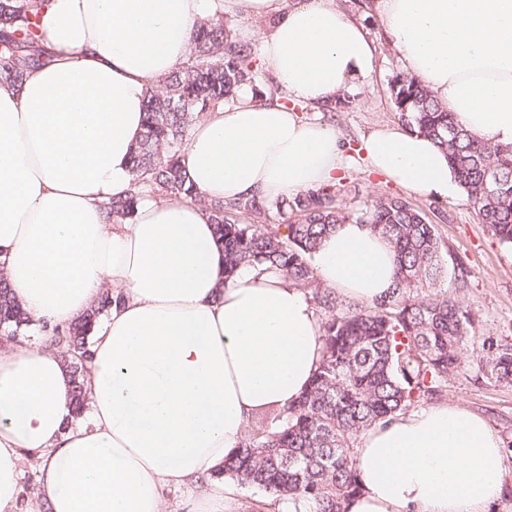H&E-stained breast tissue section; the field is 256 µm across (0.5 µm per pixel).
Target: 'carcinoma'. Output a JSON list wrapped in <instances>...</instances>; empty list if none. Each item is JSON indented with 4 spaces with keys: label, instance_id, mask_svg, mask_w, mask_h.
<instances>
[{
    "label": "carcinoma",
    "instance_id": "carcinoma-1",
    "mask_svg": "<svg viewBox=\"0 0 512 512\" xmlns=\"http://www.w3.org/2000/svg\"><path fill=\"white\" fill-rule=\"evenodd\" d=\"M44 2L0 0V84L19 87L29 73L53 62L39 35ZM244 89L257 102L289 105L286 92L265 77L257 49L233 33L218 8L196 24L188 59L162 82L147 85L130 190L103 204L112 219L132 221L140 202L156 196L202 201L180 157L194 125ZM389 90L402 125L427 135L447 154L482 223L512 248V146L474 139L415 76L394 73ZM204 207L224 249V279L243 266L261 265L312 293L324 310L322 356L309 388L294 404L269 407L245 431L224 458V477L277 501L303 502L307 512H346L361 489L355 468L360 436L440 395L463 366L464 345L472 344L477 373L512 385V342L469 335L473 311L441 289L450 274L465 285L466 267L448 261L437 225L407 200L386 196L345 211L326 186L291 199L255 195ZM273 211L282 223H259ZM350 220L390 241L396 277L388 298L346 311L335 291L317 279L312 258L322 239ZM111 308L112 291L106 290L50 340L69 369L77 415L86 404L87 338ZM30 322L0 273V334L14 338Z\"/></svg>",
    "mask_w": 512,
    "mask_h": 512
}]
</instances>
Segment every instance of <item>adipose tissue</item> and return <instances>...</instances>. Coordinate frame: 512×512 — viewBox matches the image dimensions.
Returning a JSON list of instances; mask_svg holds the SVG:
<instances>
[{
    "mask_svg": "<svg viewBox=\"0 0 512 512\" xmlns=\"http://www.w3.org/2000/svg\"><path fill=\"white\" fill-rule=\"evenodd\" d=\"M405 72L479 141L512 145V0H368ZM260 24L263 64L288 104L250 92L198 122L181 164L205 201L270 200L336 183L348 156L336 130L292 105L336 100L373 72L375 48L336 0H222ZM209 0H47L41 39L55 57L22 87L0 86V271L40 327L0 348V512L25 496L44 512H164V490L192 484L186 512H224L219 471L248 420L308 387L322 355L305 293L246 266L224 276L203 204L146 200L133 222L102 203L124 195L148 83L189 53ZM372 171L447 201L463 188L419 131L384 126L361 146ZM325 287L369 305L396 262L369 226L342 224L312 260ZM111 290L88 336L86 408L74 415L67 368L46 343ZM501 440L453 404L369 428L361 491L347 512H484L502 493Z\"/></svg>",
    "mask_w": 512,
    "mask_h": 512,
    "instance_id": "ef3b65f1",
    "label": "adipose tissue"
}]
</instances>
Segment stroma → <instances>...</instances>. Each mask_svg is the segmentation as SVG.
I'll return each mask as SVG.
<instances>
[{
    "mask_svg": "<svg viewBox=\"0 0 512 512\" xmlns=\"http://www.w3.org/2000/svg\"><path fill=\"white\" fill-rule=\"evenodd\" d=\"M341 6L360 17L376 46L373 77L349 89L352 107L337 113L334 126L343 145L353 151L354 164L334 186L336 201L354 211L381 196H398L421 208L438 231L452 256L462 258L469 269L465 288L456 281L444 284L476 315L475 333L512 341V248L501 245L482 224L468 197L448 203L434 196L409 192L373 173L359 147L375 128L398 125L388 92V80L402 65L382 35L376 16L363 13L357 0H340ZM442 400L460 404L485 417L502 438H512V386L476 375L465 365L450 376Z\"/></svg>",
    "mask_w": 512,
    "mask_h": 512,
    "instance_id": "1",
    "label": "stroma"
}]
</instances>
